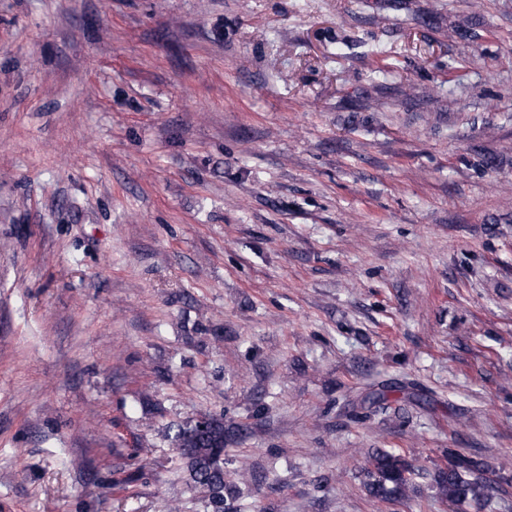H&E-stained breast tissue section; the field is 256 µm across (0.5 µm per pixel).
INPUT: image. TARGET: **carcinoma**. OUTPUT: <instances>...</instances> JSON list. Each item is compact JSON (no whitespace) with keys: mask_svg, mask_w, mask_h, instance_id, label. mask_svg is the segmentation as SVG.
<instances>
[{"mask_svg":"<svg viewBox=\"0 0 512 512\" xmlns=\"http://www.w3.org/2000/svg\"><path fill=\"white\" fill-rule=\"evenodd\" d=\"M234 432L224 429V418L205 420L181 430L177 449L185 461L187 481L206 501L211 512H236L241 486L255 480L252 473L226 469L224 443ZM412 465L400 454L378 449L366 470L364 488L378 501L405 500L412 487ZM432 481L451 512L464 504L481 505L489 497V484L481 466L470 458L450 452L446 466L435 470Z\"/></svg>","mask_w":512,"mask_h":512,"instance_id":"cac0c4a2","label":"carcinoma"}]
</instances>
